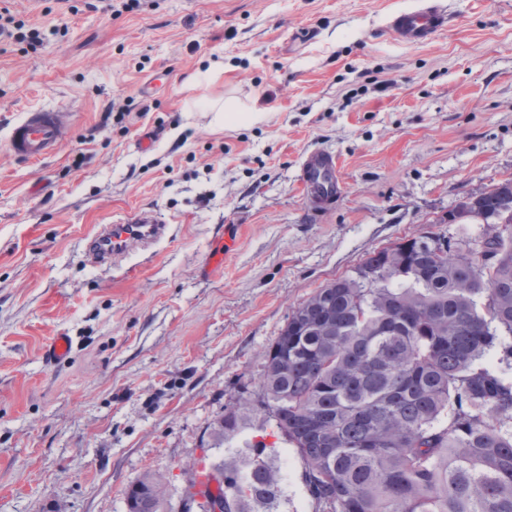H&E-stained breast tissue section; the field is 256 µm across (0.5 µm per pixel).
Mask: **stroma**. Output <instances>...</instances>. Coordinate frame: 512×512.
Here are the masks:
<instances>
[{
	"label": "stroma",
	"mask_w": 512,
	"mask_h": 512,
	"mask_svg": "<svg viewBox=\"0 0 512 512\" xmlns=\"http://www.w3.org/2000/svg\"><path fill=\"white\" fill-rule=\"evenodd\" d=\"M0 2L39 33L0 36V512H126L147 472L164 512H200L194 476L258 440L276 512H316L256 410L267 351L318 288L512 178V0H448L423 47L385 28L415 0ZM214 101L264 118L225 125ZM38 109L63 113L62 141L32 164L8 132ZM318 147L344 185L322 208L299 181ZM140 211L172 238L130 256L135 276L96 266L85 236ZM60 333L71 355L48 362ZM239 404L250 417L218 444ZM251 411L250 408L239 406L233 407L224 413V416L213 426V433L220 444L237 435L242 423Z\"/></svg>",
	"instance_id": "obj_1"
}]
</instances>
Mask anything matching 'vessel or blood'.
I'll return each mask as SVG.
<instances>
[{
	"label": "vessel or blood",
	"mask_w": 512,
	"mask_h": 512,
	"mask_svg": "<svg viewBox=\"0 0 512 512\" xmlns=\"http://www.w3.org/2000/svg\"><path fill=\"white\" fill-rule=\"evenodd\" d=\"M448 22L446 0H421L410 10L389 15L387 27L401 42L411 46L430 43ZM63 115L52 110L26 113L14 123L9 133L12 153L19 159L38 162L53 156L59 146V131ZM335 156L316 149L305 158L302 181L311 187L321 202L329 204L341 195V183L336 173ZM170 227L152 213L144 212L125 224H100L85 237V249L104 269L126 268L129 256L136 251H147L169 238Z\"/></svg>",
	"instance_id": "b4317fda"
}]
</instances>
